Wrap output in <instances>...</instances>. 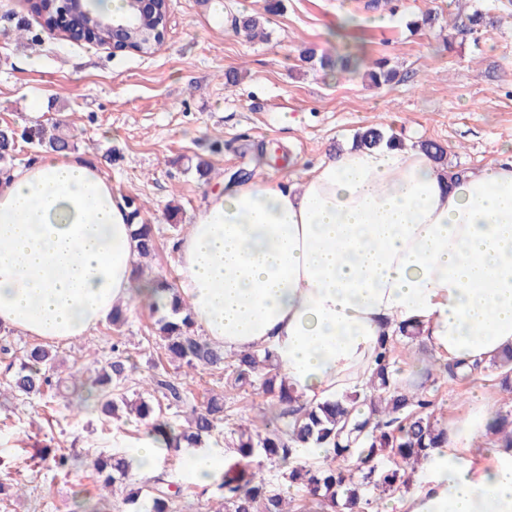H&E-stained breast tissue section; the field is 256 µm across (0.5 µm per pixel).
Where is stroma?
Masks as SVG:
<instances>
[{
  "label": "stroma",
  "mask_w": 512,
  "mask_h": 512,
  "mask_svg": "<svg viewBox=\"0 0 512 512\" xmlns=\"http://www.w3.org/2000/svg\"><path fill=\"white\" fill-rule=\"evenodd\" d=\"M372 0H283L269 15L266 39H248L235 18L261 10L263 0H170V22L154 54L71 42L48 36L36 0H0V127L48 126L57 122L71 150L96 160L125 199L141 206L154 227L155 255L139 259L142 276L181 280L174 244L208 194L224 180H264L302 175L319 159L350 146L354 134L377 127L402 144L431 140L447 152L449 167L474 170L512 160V0H399L395 12L372 8ZM432 28L412 31L411 19L426 10ZM480 9L490 22L476 34L460 32L464 15ZM387 24L375 25L376 16ZM351 24V42L369 58H387L394 82L373 86L361 75H333L304 63L299 53L315 46L342 53L325 31ZM27 37L15 39L16 29ZM237 71L236 85L224 74ZM211 170L199 177L196 165ZM157 313L127 304L119 327L104 323L87 336L53 345L60 376L107 363L113 350L129 356L134 370L122 386L127 398H154L148 380L162 375L179 382L191 405L224 397L226 422L209 444L230 448L228 423L260 425L272 417L261 390L232 388L219 370L169 364L155 332ZM33 343L0 331V479H13L20 496L0 501V512H72L73 494L88 505L105 500L109 512H128L126 488L101 493L89 464L139 438L146 426L106 417L95 407L73 412L67 402L45 407L13 392L7 367ZM400 377L415 378L435 402L442 424L466 415L480 399L494 410L512 409V394L489 367L477 377L452 380L419 340L402 339L395 353ZM49 447L78 457L71 477L32 459ZM158 472L181 495L177 512H218L215 486H201L176 455L159 456Z\"/></svg>",
  "instance_id": "obj_1"
}]
</instances>
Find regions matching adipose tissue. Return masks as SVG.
Instances as JSON below:
<instances>
[{"instance_id":"obj_1","label":"adipose tissue","mask_w":512,"mask_h":512,"mask_svg":"<svg viewBox=\"0 0 512 512\" xmlns=\"http://www.w3.org/2000/svg\"><path fill=\"white\" fill-rule=\"evenodd\" d=\"M180 295L233 354L267 348L317 403L365 389L375 353L419 328L442 362L512 348V161L457 175L421 148H348L301 180L224 184L179 243ZM129 209L101 166L47 154L0 173V327L69 342L115 304H151ZM491 412L448 429L397 512H512V447L477 444ZM195 482L220 448H179Z\"/></svg>"}]
</instances>
